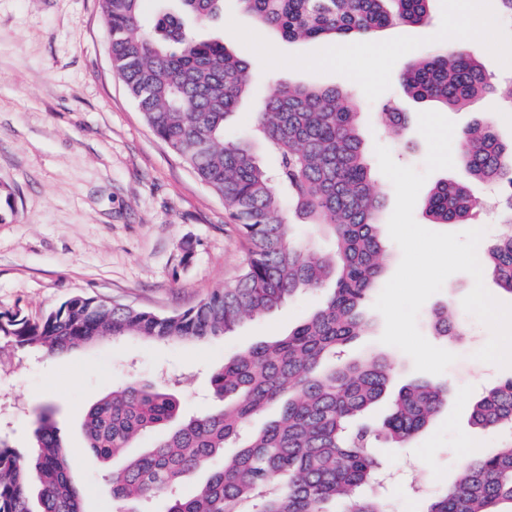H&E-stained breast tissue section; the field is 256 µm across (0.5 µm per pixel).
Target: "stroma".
I'll use <instances>...</instances> for the list:
<instances>
[{
  "mask_svg": "<svg viewBox=\"0 0 512 512\" xmlns=\"http://www.w3.org/2000/svg\"><path fill=\"white\" fill-rule=\"evenodd\" d=\"M457 0H430L422 27L393 25L376 34L383 52L356 48L350 71L321 64L325 42H286L258 25L236 0H224L216 21L189 22L198 39H219L244 57L252 90L224 123V138L251 144L273 167L276 153L253 135L252 114L281 85L335 86L360 102L367 152L389 149L395 163L425 170L428 145L417 115L427 102L407 97L400 74L436 49L434 32L449 30ZM475 52L493 78L512 76V22L496 0H476L468 15ZM109 36L99 0H0V181L14 193V217L0 223V314L31 319L77 294L148 309L162 315L195 306L233 282L246 251L223 200L155 135L109 60ZM410 120L401 137H388L379 120L384 104ZM456 130L494 118L500 139H512V112L490 95L445 110ZM473 278L451 275L421 307L417 326L436 347L456 356L439 381L448 403L405 448H382L385 492L394 512H423L450 485L461 458L512 442V432L471 425L475 400L512 368L475 359L490 329L468 314L463 298ZM323 291L295 295L260 318H244L232 334L205 341L156 342L103 337L96 345L49 355L0 345V434L12 447H29L37 411L50 406L73 464L86 512H112L102 470L88 457L83 414L112 389L166 374L186 414L207 410L210 376L242 350L287 334L321 304ZM448 305L465 330L458 339L433 335L427 316ZM369 327L346 358L384 356L395 363L394 383L419 378L410 356L382 343L385 320L368 309Z\"/></svg>",
  "mask_w": 512,
  "mask_h": 512,
  "instance_id": "1",
  "label": "stroma"
}]
</instances>
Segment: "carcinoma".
Listing matches in <instances>:
<instances>
[{
  "label": "carcinoma",
  "instance_id": "carcinoma-1",
  "mask_svg": "<svg viewBox=\"0 0 512 512\" xmlns=\"http://www.w3.org/2000/svg\"><path fill=\"white\" fill-rule=\"evenodd\" d=\"M144 0H101L112 67L161 141L224 201L247 252L238 279L173 315L75 295L37 320L0 315V341L61 354L104 336L155 341L201 340L233 332L245 316L261 317L293 295L334 282L322 305L288 335L235 356L211 379L215 407L185 418L170 388L132 382L85 413L89 458L105 467L138 439L153 446L106 471L113 512H138L147 498L164 512H392L377 490L381 442L402 448L437 417L448 386L415 379L393 396L392 366L384 357L342 362L347 344L367 327L365 309L388 257L375 188L358 126L359 104L336 87L280 86L259 106L254 126L278 154L270 172L242 143L224 140V122L250 85L249 63L219 40L190 37L185 20L207 21L224 0H179L177 12L154 16L142 30ZM274 35L288 40L371 35L393 24L422 25L430 0H239ZM406 92L447 108L487 92L512 106V81L496 86L480 61L455 48L408 64ZM380 121L398 134L406 115L396 107ZM459 163L467 177L498 189L507 230L489 244L484 261L512 294V142L491 119L461 132ZM289 199L297 216L329 234L322 253L292 238L283 215ZM432 224L471 221L480 208L467 183H438L423 203ZM13 193L0 185V222L13 216ZM440 336H461L448 308L432 311ZM388 401L378 424L365 420ZM271 406L277 416L245 435L241 425ZM483 430L512 428V377L472 407ZM237 445L227 455L224 448ZM192 492L181 487L198 473ZM0 512H84L71 460L51 407L36 415L25 455L0 439ZM426 512H512V444L462 460L455 481Z\"/></svg>",
  "mask_w": 512,
  "mask_h": 512
}]
</instances>
